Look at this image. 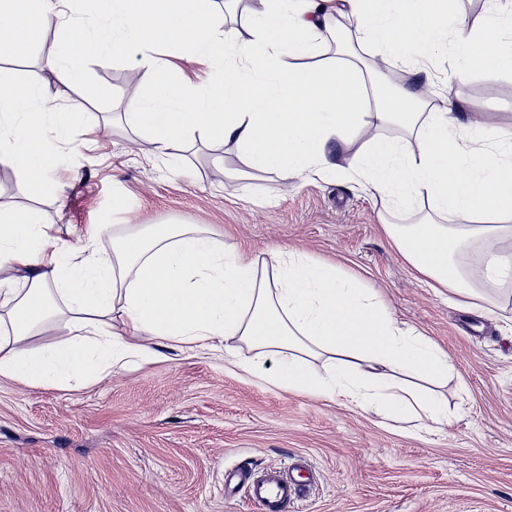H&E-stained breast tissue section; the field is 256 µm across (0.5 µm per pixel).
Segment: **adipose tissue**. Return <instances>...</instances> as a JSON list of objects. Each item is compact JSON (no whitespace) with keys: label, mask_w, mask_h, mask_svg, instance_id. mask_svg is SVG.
Listing matches in <instances>:
<instances>
[{"label":"adipose tissue","mask_w":512,"mask_h":512,"mask_svg":"<svg viewBox=\"0 0 512 512\" xmlns=\"http://www.w3.org/2000/svg\"><path fill=\"white\" fill-rule=\"evenodd\" d=\"M0 0V48L20 55L48 28L61 27L56 51L18 83L0 69V162L39 179L51 156L45 128L63 129L70 112L45 108L43 73L64 86L83 84L92 62L142 47L141 94L129 124L145 130L159 154L174 158L187 134L237 144L250 167L305 178L353 173L396 199L427 200L438 224H389L385 231L431 287L462 309L489 311L492 292L512 267L502 255L512 239V122L453 103L417 111L415 81L450 48V73L473 68L512 74V0H490V14L462 25L448 0H262L248 35L227 26L206 0ZM353 25L356 45L403 64L411 84L388 92L384 76L363 73L344 54L324 56V34ZM201 60L212 70L206 89L180 81L145 47ZM399 119L418 141L370 138L353 155L339 151L370 125ZM112 238V254L55 249L41 210H0V377L29 386L94 381L159 358L157 341L204 354L238 339L254 351L237 361L245 374L277 358L273 383L342 398L385 418L425 425L448 421L437 393L455 367L431 339L404 329L371 289L334 265L271 250L260 263L229 252L210 231L188 224H131L123 232L93 224L86 241ZM475 247L482 273L473 279L460 257ZM67 336L28 348L57 317ZM120 327H113V320ZM326 364L315 374L313 361Z\"/></svg>","instance_id":"adipose-tissue-1"}]
</instances>
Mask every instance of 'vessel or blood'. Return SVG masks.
Returning a JSON list of instances; mask_svg holds the SVG:
<instances>
[{
	"mask_svg": "<svg viewBox=\"0 0 512 512\" xmlns=\"http://www.w3.org/2000/svg\"><path fill=\"white\" fill-rule=\"evenodd\" d=\"M309 480L308 471L296 463L261 476L237 468L225 471L224 488L230 493L239 486L246 488L257 512H291L295 502L307 491Z\"/></svg>",
	"mask_w": 512,
	"mask_h": 512,
	"instance_id": "vessel-or-blood-1",
	"label": "vessel or blood"
}]
</instances>
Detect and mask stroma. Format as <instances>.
<instances>
[{"mask_svg":"<svg viewBox=\"0 0 512 512\" xmlns=\"http://www.w3.org/2000/svg\"><path fill=\"white\" fill-rule=\"evenodd\" d=\"M0 53L25 79L56 47ZM130 48L88 67L78 88L48 86L47 106L80 118L50 135L39 189L0 163V208L34 206L57 244L80 251L91 224H204L228 251L271 248L336 265L377 292L401 326L430 337L455 373L440 392L448 423L417 429L340 401L275 386L276 359L247 375L222 353L165 349L162 361L69 388L0 381V512H254L224 498L226 469H280L296 458L314 482L298 512H512V279L482 331L399 254L384 223L435 221L428 201L390 209L352 174L308 180L252 170L243 150L193 134L180 161L158 154L125 112L139 86ZM447 56L416 90L512 117V75L445 80ZM108 96H98V89Z\"/></svg>","mask_w":512,"mask_h":512,"instance_id":"obj_1","label":"stroma"}]
</instances>
